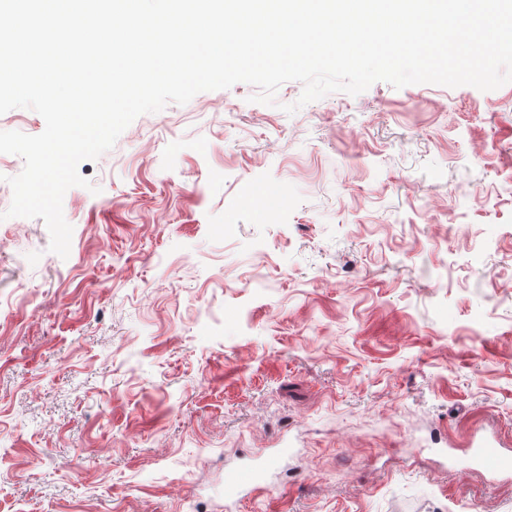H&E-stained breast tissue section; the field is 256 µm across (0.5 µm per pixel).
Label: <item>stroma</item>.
I'll use <instances>...</instances> for the list:
<instances>
[{"label": "stroma", "instance_id": "35a3bbf8", "mask_svg": "<svg viewBox=\"0 0 512 512\" xmlns=\"http://www.w3.org/2000/svg\"><path fill=\"white\" fill-rule=\"evenodd\" d=\"M302 90L139 116L68 258L0 221V512H512V83ZM470 449L474 460L490 472L512 469V457L505 454L497 444L486 439L475 440L473 434Z\"/></svg>", "mask_w": 512, "mask_h": 512}]
</instances>
